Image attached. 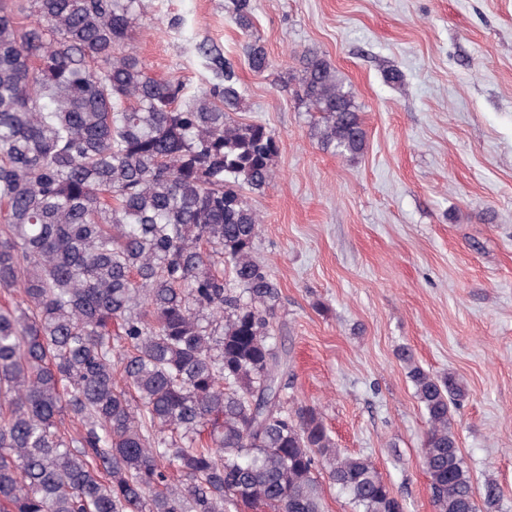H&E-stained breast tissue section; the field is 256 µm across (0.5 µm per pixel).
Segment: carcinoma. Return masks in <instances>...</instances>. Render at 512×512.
Segmentation results:
<instances>
[{
	"label": "carcinoma",
	"instance_id": "obj_1",
	"mask_svg": "<svg viewBox=\"0 0 512 512\" xmlns=\"http://www.w3.org/2000/svg\"><path fill=\"white\" fill-rule=\"evenodd\" d=\"M143 0H0V512H404L371 459L344 455L313 405L288 407L280 290L256 258L244 191L279 143L234 119L233 63L189 94L131 49ZM250 27V0H234ZM255 72L270 66L247 45ZM318 143L366 132L324 57H299ZM428 422L434 512H489L460 455L453 373L403 347ZM323 510L324 512L354 511L348 498L341 494L336 487H330L327 481L324 483Z\"/></svg>",
	"mask_w": 512,
	"mask_h": 512
}]
</instances>
